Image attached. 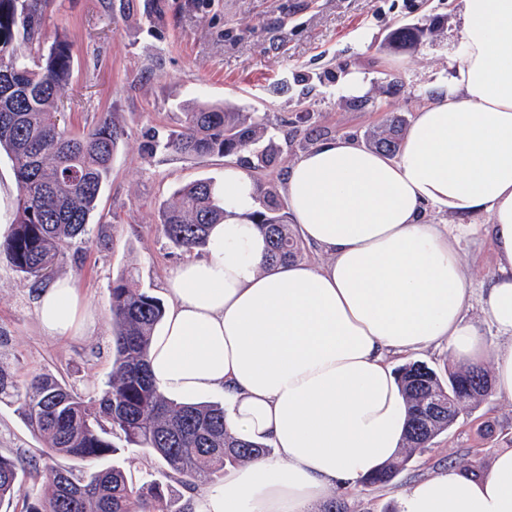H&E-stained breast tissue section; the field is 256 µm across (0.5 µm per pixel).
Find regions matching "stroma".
Segmentation results:
<instances>
[{
    "label": "stroma",
    "mask_w": 512,
    "mask_h": 512,
    "mask_svg": "<svg viewBox=\"0 0 512 512\" xmlns=\"http://www.w3.org/2000/svg\"><path fill=\"white\" fill-rule=\"evenodd\" d=\"M433 32L417 45L388 53L384 39L409 25ZM459 0H51L43 13L45 42L63 34L74 66L62 101L65 126L87 131L103 115L123 129L103 186L88 241L66 248L54 276H70L90 317L72 338L45 336L35 311L36 289L0 255V361L17 380L49 373L79 391L96 388L112 370L110 288L133 276L140 288L169 301L166 278L184 254L170 247L158 215L184 185L221 182L227 158L184 156L160 144L181 112L196 103L226 104L268 114L281 149L275 181L303 153L289 145L298 128L309 146L337 137L368 146L389 115L412 124L449 76L460 46ZM369 79L366 93H344L351 69ZM39 441L14 405L0 402V453L28 458ZM512 447V403L486 398L415 452L385 486L330 490L343 512H397L396 495L413 481L450 467L485 468Z\"/></svg>",
    "instance_id": "stroma-1"
}]
</instances>
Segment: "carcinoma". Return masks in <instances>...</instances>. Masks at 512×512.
<instances>
[{
    "label": "carcinoma",
    "instance_id": "cac0c4a2",
    "mask_svg": "<svg viewBox=\"0 0 512 512\" xmlns=\"http://www.w3.org/2000/svg\"><path fill=\"white\" fill-rule=\"evenodd\" d=\"M49 0H0V152L9 159L17 187L16 210L0 238L15 270L33 284L45 282L65 246L90 234L97 202L112 168V156L124 136L104 116L87 132L61 127L59 101L73 71L71 44L55 38L38 61L18 49L19 40L39 37ZM427 30L407 25L385 38L383 48H408ZM402 120L392 117L373 134L375 148L394 153ZM267 134L266 117L226 105L201 104L181 113L166 148L185 155L238 156L259 186L257 228L269 241L271 265L295 262L303 241L291 228L269 170L275 149H255ZM214 183L196 181L178 189L163 207L160 226L181 252L205 248L210 225L224 221ZM112 371L91 393L55 376L40 373L18 382L0 362V400L11 399L16 412L42 442L39 457L28 460L0 453V504L19 498L23 512H188L172 488L191 490L215 482L224 468L269 455L270 448L243 441L228 430L224 405L177 402L153 383L148 353L165 306L131 278L113 282ZM410 408L405 455L364 481L366 486L393 480L410 456L428 447L457 421L464 406L491 390L487 371L442 373L421 361L399 369ZM143 448L166 464L159 475L133 479L132 461L99 462L116 455L114 440ZM66 458L77 466H62Z\"/></svg>",
    "mask_w": 512,
    "mask_h": 512
}]
</instances>
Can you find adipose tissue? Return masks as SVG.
Masks as SVG:
<instances>
[{"instance_id":"adipose-tissue-1","label":"adipose tissue","mask_w":512,"mask_h":512,"mask_svg":"<svg viewBox=\"0 0 512 512\" xmlns=\"http://www.w3.org/2000/svg\"><path fill=\"white\" fill-rule=\"evenodd\" d=\"M461 17L456 73L436 80L395 155L338 139L287 169L291 218L330 262L267 265L255 180L225 168L224 221L171 270L150 369L172 397L223 393L230 431L277 455L194 491L192 512H307L395 460L409 409L394 357L448 348L512 401V0H461ZM427 206L489 221L436 224ZM485 241L494 268L476 293L461 253ZM37 317L47 335L81 332L71 278L39 291ZM398 509L512 512V448L480 478L451 468L413 483Z\"/></svg>"}]
</instances>
